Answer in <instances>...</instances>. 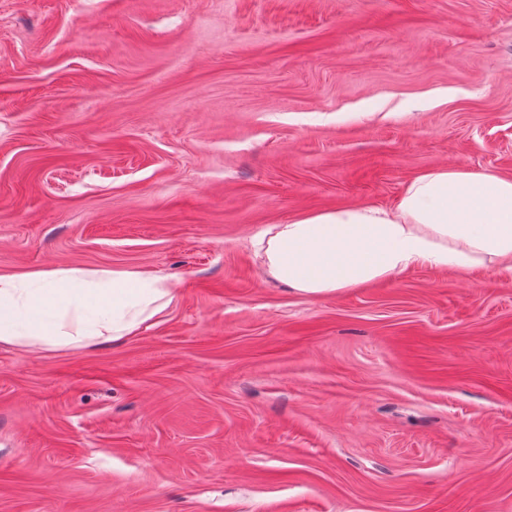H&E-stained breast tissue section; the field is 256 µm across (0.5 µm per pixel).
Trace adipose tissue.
Here are the masks:
<instances>
[{"label": "adipose tissue", "mask_w": 512, "mask_h": 512, "mask_svg": "<svg viewBox=\"0 0 512 512\" xmlns=\"http://www.w3.org/2000/svg\"><path fill=\"white\" fill-rule=\"evenodd\" d=\"M266 273L311 297L415 266L512 270V178L438 168L404 186L391 208L348 206L274 224L254 239ZM170 284L146 268L43 270L0 276V343L31 350L135 335L164 317Z\"/></svg>", "instance_id": "ef3b65f1"}]
</instances>
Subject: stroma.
Here are the masks:
<instances>
[{
	"label": "stroma",
	"mask_w": 512,
	"mask_h": 512,
	"mask_svg": "<svg viewBox=\"0 0 512 512\" xmlns=\"http://www.w3.org/2000/svg\"><path fill=\"white\" fill-rule=\"evenodd\" d=\"M512 177V0H0V275L165 318L0 345V512H512V276L307 297L252 237ZM94 280L108 288H89ZM171 288L146 268L1 275L0 343L43 350L133 336L147 322L164 317L173 299Z\"/></svg>",
	"instance_id": "35a3bbf8"
}]
</instances>
